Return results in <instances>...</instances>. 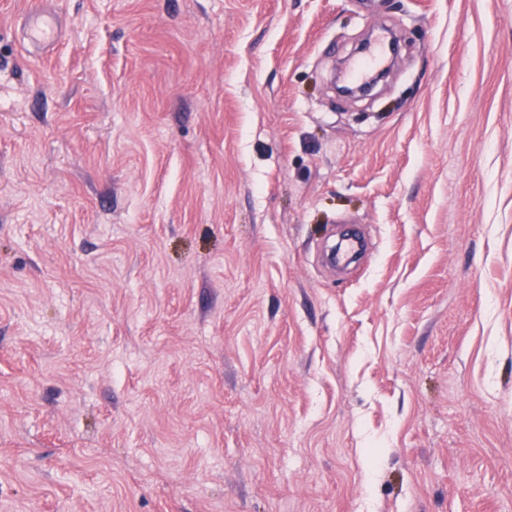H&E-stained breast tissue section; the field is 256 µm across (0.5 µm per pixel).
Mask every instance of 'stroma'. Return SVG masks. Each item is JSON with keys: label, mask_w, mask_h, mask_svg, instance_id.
Masks as SVG:
<instances>
[{"label": "stroma", "mask_w": 512, "mask_h": 512, "mask_svg": "<svg viewBox=\"0 0 512 512\" xmlns=\"http://www.w3.org/2000/svg\"><path fill=\"white\" fill-rule=\"evenodd\" d=\"M31 2L0 512H512V0H51L44 59ZM344 224L372 248L333 275ZM48 1L24 12V44L44 49L55 45L60 39V30L55 12L48 8Z\"/></svg>", "instance_id": "1"}]
</instances>
